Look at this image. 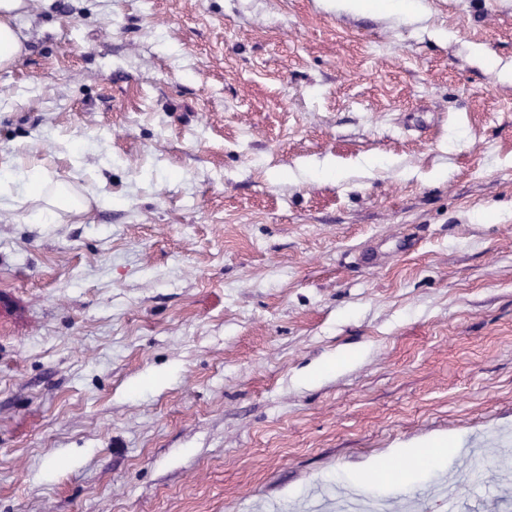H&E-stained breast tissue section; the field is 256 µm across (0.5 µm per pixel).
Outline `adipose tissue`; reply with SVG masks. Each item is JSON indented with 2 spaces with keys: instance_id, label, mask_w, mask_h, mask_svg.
Instances as JSON below:
<instances>
[{
  "instance_id": "1",
  "label": "adipose tissue",
  "mask_w": 512,
  "mask_h": 512,
  "mask_svg": "<svg viewBox=\"0 0 512 512\" xmlns=\"http://www.w3.org/2000/svg\"><path fill=\"white\" fill-rule=\"evenodd\" d=\"M28 0H0V69L11 67L24 51L23 39L16 26L17 19L27 11ZM90 199L76 195L71 185L54 182L41 171L31 170L21 195L0 196V208L26 211L28 219L42 223H58L61 213L85 211ZM448 448L431 443L419 450L410 451L402 461L358 474V481L382 480L394 487H401L403 478L424 475L447 464Z\"/></svg>"
}]
</instances>
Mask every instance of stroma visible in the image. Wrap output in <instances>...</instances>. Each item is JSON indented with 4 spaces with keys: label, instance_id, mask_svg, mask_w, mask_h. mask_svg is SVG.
Returning <instances> with one entry per match:
<instances>
[{
    "label": "stroma",
    "instance_id": "obj_1",
    "mask_svg": "<svg viewBox=\"0 0 512 512\" xmlns=\"http://www.w3.org/2000/svg\"><path fill=\"white\" fill-rule=\"evenodd\" d=\"M421 2L29 0L0 165L112 203L0 210V512L512 508V0ZM448 449L454 454L458 448H447V444L431 443L422 446V449L411 450L405 459L397 464H389L380 468L366 469L359 473L356 481H369L370 484L375 483L379 477L392 488L402 487L401 479L403 477H414L415 475H425L437 468L443 467L448 463Z\"/></svg>",
    "mask_w": 512,
    "mask_h": 512
}]
</instances>
